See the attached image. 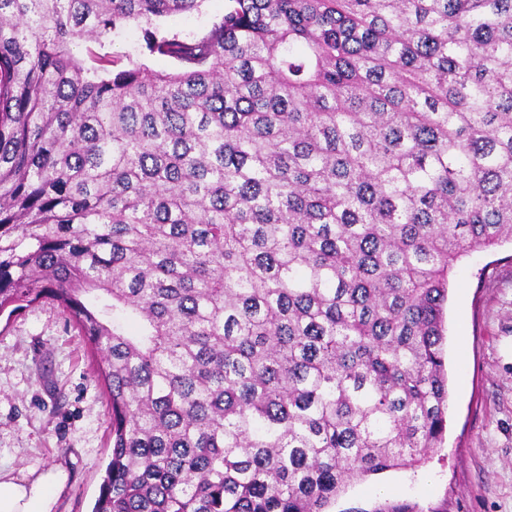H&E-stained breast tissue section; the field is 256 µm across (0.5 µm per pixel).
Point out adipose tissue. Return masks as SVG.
<instances>
[{
    "instance_id": "ef3b65f1",
    "label": "adipose tissue",
    "mask_w": 512,
    "mask_h": 512,
    "mask_svg": "<svg viewBox=\"0 0 512 512\" xmlns=\"http://www.w3.org/2000/svg\"><path fill=\"white\" fill-rule=\"evenodd\" d=\"M65 481V473L58 469L32 479L0 471V512H51L54 492Z\"/></svg>"
}]
</instances>
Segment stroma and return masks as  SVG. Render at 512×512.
<instances>
[{
	"label": "stroma",
	"instance_id": "35a3bbf8",
	"mask_svg": "<svg viewBox=\"0 0 512 512\" xmlns=\"http://www.w3.org/2000/svg\"><path fill=\"white\" fill-rule=\"evenodd\" d=\"M225 0L158 20L162 33L206 32ZM448 430L421 467L351 483L333 512L404 501L416 512H512V244L456 265L445 318ZM101 358L58 302L0 317V467L68 475L53 512H91L111 457Z\"/></svg>",
	"mask_w": 512,
	"mask_h": 512
}]
</instances>
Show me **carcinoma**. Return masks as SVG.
<instances>
[{
  "label": "carcinoma",
  "instance_id": "1",
  "mask_svg": "<svg viewBox=\"0 0 512 512\" xmlns=\"http://www.w3.org/2000/svg\"><path fill=\"white\" fill-rule=\"evenodd\" d=\"M203 2L0 0V313L102 354L92 512H329L448 429L450 276L512 242V0L154 24ZM130 24L173 71L74 54Z\"/></svg>",
  "mask_w": 512,
  "mask_h": 512
}]
</instances>
